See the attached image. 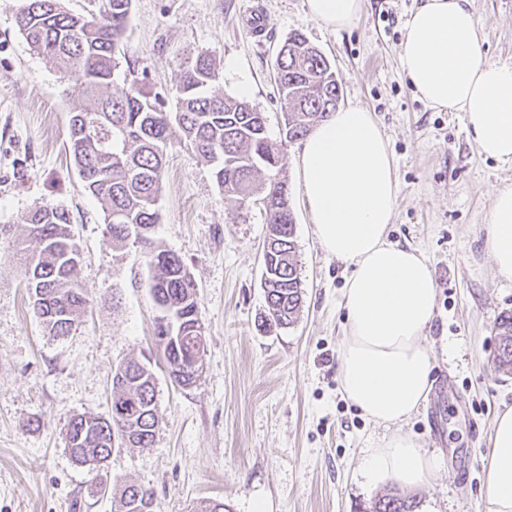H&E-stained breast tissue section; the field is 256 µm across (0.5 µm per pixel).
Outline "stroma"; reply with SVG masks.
I'll list each match as a JSON object with an SVG mask.
<instances>
[{
	"label": "stroma",
	"mask_w": 512,
	"mask_h": 512,
	"mask_svg": "<svg viewBox=\"0 0 512 512\" xmlns=\"http://www.w3.org/2000/svg\"><path fill=\"white\" fill-rule=\"evenodd\" d=\"M25 0H0V512H115L101 493L121 477L154 492L155 512H194L204 499L229 512H362L384 486L361 470L365 449L390 431L364 417L337 379L346 334L342 294L349 267L319 244L305 205L297 157L285 138L284 102L271 62L300 32L330 61L341 106L373 112L391 153L398 192L389 241L419 247L437 288L426 330L434 384L401 428L439 468L411 488L416 512H487L482 493L494 419L512 406V375L496 372L495 327L512 311V282L486 249L493 194L512 187V165L480 155L463 113L429 107L400 59L419 0H364L358 22L334 31L306 0H132L113 90L143 69L174 96L179 68L205 52L219 68L214 88L250 105L285 155L303 288L297 323L266 333L262 203L225 200L209 163L184 145L168 149L154 238L178 255L197 284L205 330L204 370L176 384L154 341L158 311L140 246L113 248L98 200L85 192L70 148V114L82 103L75 79L30 49L16 25ZM485 55L512 64V0H470ZM266 29L254 36L251 13ZM70 211L83 260L76 278L89 303L67 337L51 335L33 310L22 249L24 217L42 204ZM135 358L150 363L162 424L147 448L115 447L98 471L76 463L65 425L108 412L112 376Z\"/></svg>",
	"instance_id": "obj_1"
}]
</instances>
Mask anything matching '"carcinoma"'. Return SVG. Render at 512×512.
I'll return each mask as SVG.
<instances>
[{
  "label": "carcinoma",
  "mask_w": 512,
  "mask_h": 512,
  "mask_svg": "<svg viewBox=\"0 0 512 512\" xmlns=\"http://www.w3.org/2000/svg\"><path fill=\"white\" fill-rule=\"evenodd\" d=\"M85 15L66 10L62 0H26L16 23L31 50L47 57L79 82L83 105L71 113L70 143L85 191L98 198L112 245L128 242L145 249L151 276L148 287L159 310L155 344L168 364L189 362L195 354L194 324H202L196 284L181 259L153 238L159 214L167 149L173 134L213 167L215 180L231 201L240 204L258 195L265 213L271 250L262 261L267 333L294 324L302 306V286L295 254V218L288 183L280 177L284 155L267 135L265 118L245 100L212 91L217 80L214 59L206 54L180 64L175 109L153 91L147 72L121 92L111 91L131 0H90ZM286 101L285 137L300 140L338 108L339 83L322 52L300 33L291 34L272 62ZM267 177L259 181L261 171ZM36 251L25 258L24 277L33 309L54 336L73 331L89 301L88 289L76 280L81 252L72 240L68 210L53 204L34 207L25 216ZM497 371L512 375V312L500 316L493 360ZM112 406L122 422L97 416H73L65 429L67 448L83 465L87 456L106 460L112 432L132 429L134 448L154 441L160 426L154 403L151 368L128 361L115 371ZM117 512H154V493L137 484L121 485ZM416 498L399 490L376 497L365 512H415Z\"/></svg>",
  "instance_id": "1"
}]
</instances>
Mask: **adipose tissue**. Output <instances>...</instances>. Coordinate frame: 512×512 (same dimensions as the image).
<instances>
[{"label": "adipose tissue", "instance_id": "ef3b65f1", "mask_svg": "<svg viewBox=\"0 0 512 512\" xmlns=\"http://www.w3.org/2000/svg\"><path fill=\"white\" fill-rule=\"evenodd\" d=\"M307 7L339 31L358 21L363 0H307ZM401 62L426 104L463 113L480 154L512 163V65L485 57L469 0H423L407 23ZM299 165L320 245L352 267L343 292L339 389L374 423H402L433 386V351L423 337L436 315L437 291L422 251L387 239L397 196L387 141L372 112L346 106L305 137ZM486 248L499 277L512 281L511 187L493 197ZM437 467L404 433L366 449L362 460L371 483L407 488ZM483 493L488 512H512V408L494 421Z\"/></svg>", "mask_w": 512, "mask_h": 512}]
</instances>
